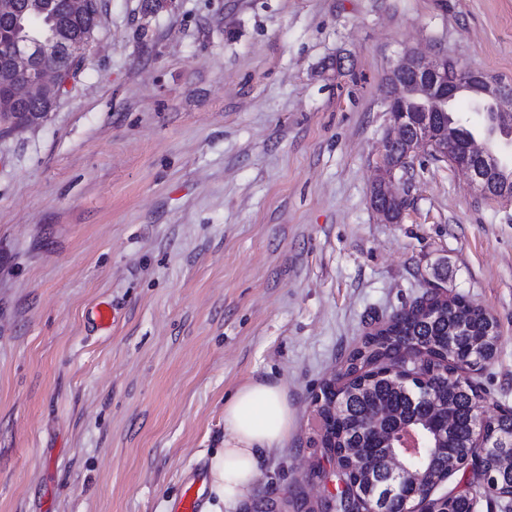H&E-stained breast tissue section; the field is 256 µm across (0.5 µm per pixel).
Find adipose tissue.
Listing matches in <instances>:
<instances>
[{"label":"adipose tissue","instance_id":"1","mask_svg":"<svg viewBox=\"0 0 512 512\" xmlns=\"http://www.w3.org/2000/svg\"><path fill=\"white\" fill-rule=\"evenodd\" d=\"M292 425L288 391L279 382L255 380L224 402V453L210 465L226 502L243 500L263 460L287 439Z\"/></svg>","mask_w":512,"mask_h":512}]
</instances>
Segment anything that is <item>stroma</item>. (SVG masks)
<instances>
[{
    "label": "stroma",
    "instance_id": "stroma-1",
    "mask_svg": "<svg viewBox=\"0 0 512 512\" xmlns=\"http://www.w3.org/2000/svg\"><path fill=\"white\" fill-rule=\"evenodd\" d=\"M409 48L512 88V0H100L47 119L0 133V512H172L258 379L288 438L207 512H312L315 395L435 287L495 319L471 377L512 408V203L422 153L401 219L371 206Z\"/></svg>",
    "mask_w": 512,
    "mask_h": 512
}]
</instances>
